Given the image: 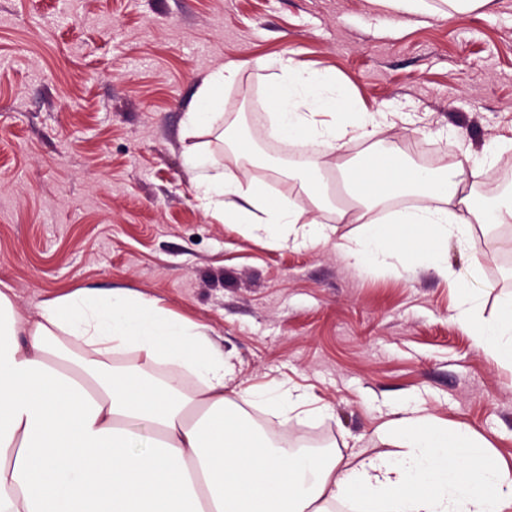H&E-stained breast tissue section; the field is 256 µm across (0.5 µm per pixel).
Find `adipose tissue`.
Returning a JSON list of instances; mask_svg holds the SVG:
<instances>
[{
  "label": "adipose tissue",
  "instance_id": "1",
  "mask_svg": "<svg viewBox=\"0 0 512 512\" xmlns=\"http://www.w3.org/2000/svg\"><path fill=\"white\" fill-rule=\"evenodd\" d=\"M271 129L308 144L345 129L313 119L348 106L328 77L276 63ZM222 66L203 81L184 115L185 148L198 198L216 219L261 225L281 245H319L336 229L304 220L288 200L220 173L194 137L219 122L217 89L234 81ZM463 166L447 176L384 156L349 173L355 193L378 203L404 191L433 204L368 224L344 246L356 263L385 271L393 256L414 261L466 244L474 225L512 223V193L476 207ZM427 227L421 248L403 231ZM455 320L475 344L512 364V315L480 324V294L461 291ZM132 355L135 367L118 365ZM198 381L184 387L185 375ZM235 369L205 328L159 299L125 289H76L42 300L29 318L0 290V512H512V463L471 429L403 409L382 423L387 448L357 462L333 451L271 445L268 435L224 394Z\"/></svg>",
  "mask_w": 512,
  "mask_h": 512
}]
</instances>
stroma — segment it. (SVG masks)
Segmentation results:
<instances>
[{
	"label": "stroma",
	"instance_id": "obj_1",
	"mask_svg": "<svg viewBox=\"0 0 512 512\" xmlns=\"http://www.w3.org/2000/svg\"><path fill=\"white\" fill-rule=\"evenodd\" d=\"M445 0L408 14L377 0H0V288L35 312L76 288H128L206 327L235 368L230 390L307 392L312 413L246 406L274 441L369 456L378 426L409 406L462 424L512 457V366L477 350L453 317L454 281L481 289L482 315L512 304V223L449 242L446 267L393 259L382 274L340 248L372 211L339 167L399 152L422 167L489 162L477 201L512 188V0L445 19ZM292 58L346 90L349 133L318 163L315 210L295 176L297 140L275 138L266 102ZM224 125L201 140L221 169L336 227L317 247L280 246L204 209L184 165L183 118L204 79ZM385 113L368 131L358 112Z\"/></svg>",
	"mask_w": 512,
	"mask_h": 512
}]
</instances>
